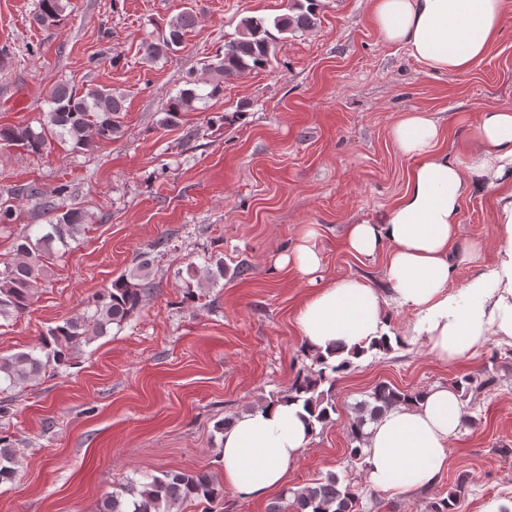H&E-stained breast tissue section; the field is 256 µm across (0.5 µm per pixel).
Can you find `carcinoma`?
<instances>
[{"label": "carcinoma", "mask_w": 512, "mask_h": 512, "mask_svg": "<svg viewBox=\"0 0 512 512\" xmlns=\"http://www.w3.org/2000/svg\"><path fill=\"white\" fill-rule=\"evenodd\" d=\"M70 7L71 0H39L35 21L45 28L57 27ZM320 12L321 0H289L286 14L271 20L254 16L242 19L234 36L224 42V53L205 65L209 78L188 80L189 87L170 98L158 127L164 130L182 127L184 112L195 109V102L223 92L225 79L268 68L285 35L310 33L320 21ZM195 24L196 15L190 9L172 16L153 39L142 43L145 58L154 61L176 53ZM125 103L126 95L110 88L95 86L78 90L60 84L51 92L50 110L44 113L39 127L0 126V146L19 148L34 156L42 155L54 141L69 145L74 151L87 150L96 142L120 136L119 118L125 111ZM66 192L65 184L50 191L34 182L13 185L6 189V197L0 198V224L16 222L15 200L25 199L43 208L48 195L63 196ZM88 221L85 212L70 208L56 214L42 235L33 238L24 234L18 238L17 260L0 273V320L9 322L30 308L43 275L45 258L53 253L55 243L67 246L68 240ZM150 265L147 255L139 256L135 268L112 279L83 312L49 328L31 349L0 356V393L67 366L81 345L108 335L114 326L122 327L154 288ZM186 273L196 281L197 287L203 288L224 277V266L207 265L203 269L190 266ZM304 356L310 364L296 374L286 393L271 398L270 402L283 398L300 401L310 418L323 425L336 411L332 392L338 378L351 366V360L344 358L331 363L321 352L310 350L304 351ZM451 385L458 389L461 398L476 400L495 387L496 378L484 368ZM421 394L420 390L402 389L388 382L374 386L368 399L357 404L356 416L350 423L354 446L347 449L349 457L365 458L362 447L367 438V425L393 407L411 405ZM17 465V450L8 437L0 436V483L14 478ZM467 483V475L458 476L448 496L432 502L429 512H461ZM358 499L352 482L330 474L319 482L291 491L289 496L283 495L269 512H355ZM192 502L203 506L202 512H224V488L206 471H167L145 482L129 478L102 501L98 512H182L183 506Z\"/></svg>", "instance_id": "1"}]
</instances>
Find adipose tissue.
<instances>
[{
    "label": "adipose tissue",
    "instance_id": "obj_1",
    "mask_svg": "<svg viewBox=\"0 0 512 512\" xmlns=\"http://www.w3.org/2000/svg\"><path fill=\"white\" fill-rule=\"evenodd\" d=\"M511 11L512 0H371L382 41L406 48L435 76L481 63ZM469 125L472 146L462 156L439 152L443 128L427 111H413L393 127L400 152L415 162L408 187L380 218L346 225L343 237L345 249L356 256L386 251L389 288L379 291L356 276L319 288L298 315L308 346L368 345L385 333L391 304L415 311L413 333L447 365L473 355L488 337L512 340V109L485 110ZM485 185L498 190L502 235L496 260L485 266L481 243H469L464 256L479 271L453 291L462 201L472 187ZM318 236L315 225H303L281 265L315 274L322 264ZM464 407L452 386H436L418 404L392 408L370 424L363 447L367 484L396 492L434 486L448 465V442ZM311 436L307 414L291 402L240 414L224 431L225 487L253 498L278 491Z\"/></svg>",
    "mask_w": 512,
    "mask_h": 512
}]
</instances>
